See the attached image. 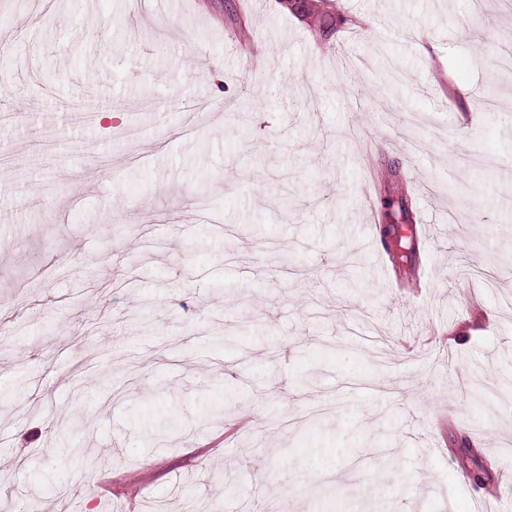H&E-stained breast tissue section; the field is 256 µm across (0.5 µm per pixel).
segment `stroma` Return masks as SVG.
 <instances>
[{"mask_svg":"<svg viewBox=\"0 0 512 512\" xmlns=\"http://www.w3.org/2000/svg\"><path fill=\"white\" fill-rule=\"evenodd\" d=\"M511 54L512 0H0V512H512Z\"/></svg>","mask_w":512,"mask_h":512,"instance_id":"obj_1","label":"stroma"}]
</instances>
